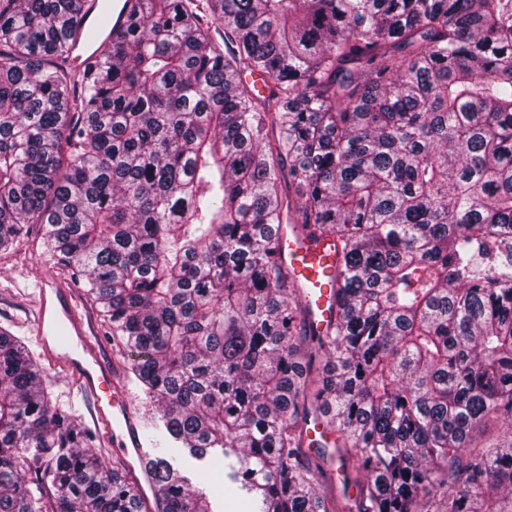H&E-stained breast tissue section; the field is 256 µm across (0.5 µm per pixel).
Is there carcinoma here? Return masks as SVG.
Returning <instances> with one entry per match:
<instances>
[{"label": "carcinoma", "instance_id": "1", "mask_svg": "<svg viewBox=\"0 0 512 512\" xmlns=\"http://www.w3.org/2000/svg\"><path fill=\"white\" fill-rule=\"evenodd\" d=\"M125 3L80 68L85 0H0V251L38 225L123 346L154 504L0 330V512H222L174 448L254 512H512L470 445L512 415V0ZM274 224L336 237L323 335Z\"/></svg>", "mask_w": 512, "mask_h": 512}]
</instances>
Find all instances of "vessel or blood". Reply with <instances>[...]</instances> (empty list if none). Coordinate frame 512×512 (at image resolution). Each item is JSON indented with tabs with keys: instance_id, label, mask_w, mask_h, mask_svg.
Wrapping results in <instances>:
<instances>
[{
	"instance_id": "vessel-or-blood-1",
	"label": "vessel or blood",
	"mask_w": 512,
	"mask_h": 512,
	"mask_svg": "<svg viewBox=\"0 0 512 512\" xmlns=\"http://www.w3.org/2000/svg\"><path fill=\"white\" fill-rule=\"evenodd\" d=\"M275 236L280 240L284 265L293 279L306 288L302 300L310 307V329L325 333L336 317L335 239L302 233L283 224L278 225ZM29 318L44 355L61 364L69 379L90 398V415L103 430L108 446L147 463L151 455L143 447L122 373L103 358L100 332L85 316L77 291L53 273H46L32 296Z\"/></svg>"
}]
</instances>
